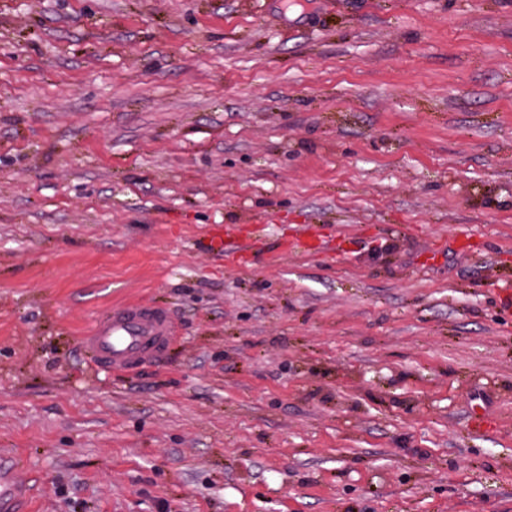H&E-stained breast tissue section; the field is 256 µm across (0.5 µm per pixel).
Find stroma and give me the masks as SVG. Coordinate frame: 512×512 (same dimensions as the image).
I'll use <instances>...</instances> for the list:
<instances>
[{
  "label": "stroma",
  "instance_id": "35a3bbf8",
  "mask_svg": "<svg viewBox=\"0 0 512 512\" xmlns=\"http://www.w3.org/2000/svg\"><path fill=\"white\" fill-rule=\"evenodd\" d=\"M288 2L0 0L30 512H512V0ZM141 301L178 340L92 366ZM176 338V326L163 311L135 302L101 317L81 340L96 367L128 372L160 358Z\"/></svg>",
  "mask_w": 512,
  "mask_h": 512
}]
</instances>
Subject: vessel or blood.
<instances>
[{
    "mask_svg": "<svg viewBox=\"0 0 512 512\" xmlns=\"http://www.w3.org/2000/svg\"><path fill=\"white\" fill-rule=\"evenodd\" d=\"M176 337L177 329L163 311L135 302L101 317L82 344L96 367L128 372L160 358ZM15 469L13 456L0 449V512H28L27 493L16 482Z\"/></svg>",
    "mask_w": 512,
    "mask_h": 512,
    "instance_id": "1",
    "label": "vessel or blood"
}]
</instances>
